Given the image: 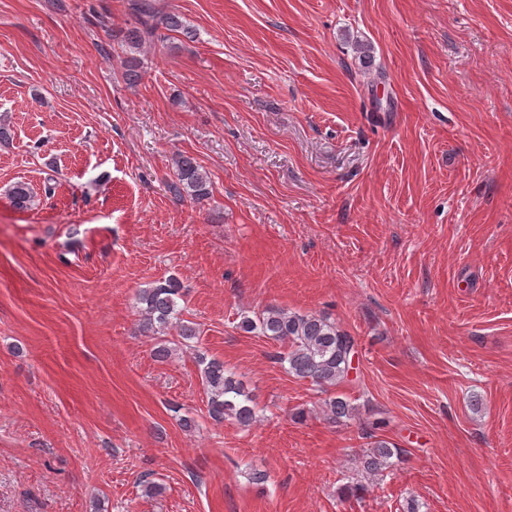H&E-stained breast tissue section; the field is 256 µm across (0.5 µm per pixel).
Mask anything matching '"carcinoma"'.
I'll return each instance as SVG.
<instances>
[{"label":"carcinoma","instance_id":"cac0c4a2","mask_svg":"<svg viewBox=\"0 0 512 512\" xmlns=\"http://www.w3.org/2000/svg\"><path fill=\"white\" fill-rule=\"evenodd\" d=\"M135 11L137 25L127 29L123 36L125 46L134 54L156 39L164 42L172 33H189L177 14H166L158 19L152 6L145 2L135 5ZM161 28L165 33H158ZM174 176L173 190L180 197L187 196L195 202L209 197L208 178L194 158L178 155L174 161ZM6 194L20 209L32 204V192L25 182L12 183ZM182 297L183 286L173 277L139 289L136 304L141 331L162 336L173 329L184 343L199 339L195 324L179 318L177 306ZM239 328L284 345L285 350L276 353L275 360L298 379L307 380L323 391L349 381L355 337L325 315L270 307L253 318L243 317ZM194 359L207 392L209 417L216 422L231 418L243 427L252 425L257 418L254 400L236 373L227 368L223 360L205 351L196 350ZM324 406L326 419L334 424L355 416L356 407L346 397H330L324 401ZM370 437L374 442L360 458L359 467L363 473L375 476L394 467L395 460L401 459L402 450L373 433Z\"/></svg>","mask_w":512,"mask_h":512}]
</instances>
